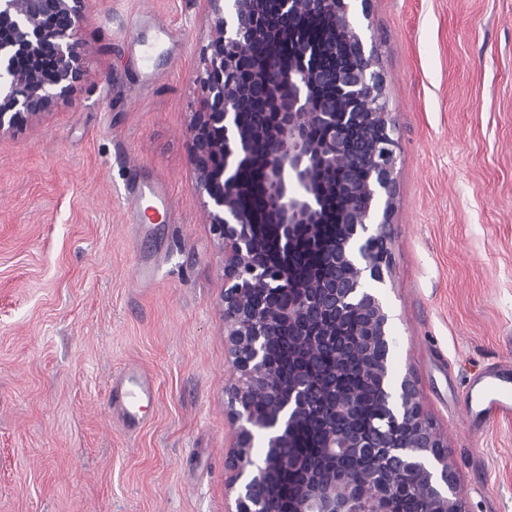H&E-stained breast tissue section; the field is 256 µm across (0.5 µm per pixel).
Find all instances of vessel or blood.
I'll return each instance as SVG.
<instances>
[{
  "label": "vessel or blood",
  "instance_id": "vessel-or-blood-1",
  "mask_svg": "<svg viewBox=\"0 0 512 512\" xmlns=\"http://www.w3.org/2000/svg\"><path fill=\"white\" fill-rule=\"evenodd\" d=\"M155 394L153 377L141 368H125L112 378V407L129 428L139 425L142 403L153 401ZM465 407L468 417L475 424L480 423L484 411L489 409L502 417H511L512 366L504 364L474 377L469 385Z\"/></svg>",
  "mask_w": 512,
  "mask_h": 512
}]
</instances>
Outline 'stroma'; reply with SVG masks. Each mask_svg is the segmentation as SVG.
<instances>
[{
	"instance_id": "35a3bbf8",
	"label": "stroma",
	"mask_w": 512,
	"mask_h": 512,
	"mask_svg": "<svg viewBox=\"0 0 512 512\" xmlns=\"http://www.w3.org/2000/svg\"><path fill=\"white\" fill-rule=\"evenodd\" d=\"M350 5L399 142L374 287L393 377L415 381L467 512H512V420L475 435L465 413L467 380L512 361V0ZM82 15L70 101L0 134V512H230L223 259L186 138L211 11ZM145 184L170 207L139 224ZM129 366L157 384L133 432L107 395Z\"/></svg>"
}]
</instances>
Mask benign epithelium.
Returning <instances> with one entry per match:
<instances>
[{
	"label": "benign epithelium",
	"instance_id": "7a95c632",
	"mask_svg": "<svg viewBox=\"0 0 512 512\" xmlns=\"http://www.w3.org/2000/svg\"><path fill=\"white\" fill-rule=\"evenodd\" d=\"M83 0H0V134L70 100L81 75L77 33ZM211 36L199 75L202 98L187 128L194 165V190L208 198L209 224L224 251V335L235 382L227 389L238 424L233 465L236 512H279L277 478L297 476L289 512H387L388 493L406 470L419 474L421 512H465L448 453L435 429L426 426L418 388L410 376L386 383L393 340L389 316L368 282L381 283L390 262L387 224L395 196L397 142L392 136L384 80L349 13H336L335 0H208ZM347 32V48L367 61L345 68L328 60L323 46L305 47L306 18ZM288 41L299 65L283 72L276 47ZM245 68L258 82L227 77ZM340 87L338 97L326 95ZM269 112L271 121H261ZM367 131L357 143L344 123ZM326 127V136L311 134ZM264 166V209L240 205L246 176L256 161ZM364 164L363 187L350 169ZM338 172V181L324 180ZM341 191L348 205L330 217L329 194ZM381 240L382 256L364 247ZM269 251L264 263L256 253ZM262 288L288 293V305L262 308ZM362 316L354 338H336V325L350 307ZM288 334L296 348L288 365L271 369L267 344ZM335 347L339 368L309 375L311 359ZM370 364L379 384L374 405L387 421L364 436L349 419L362 407L339 375ZM268 402L258 419L251 402ZM410 431L398 440L397 422ZM312 424L319 454L309 460L293 447L300 425ZM378 456L361 484L347 478L348 457Z\"/></svg>",
	"mask_w": 512,
	"mask_h": 512
}]
</instances>
